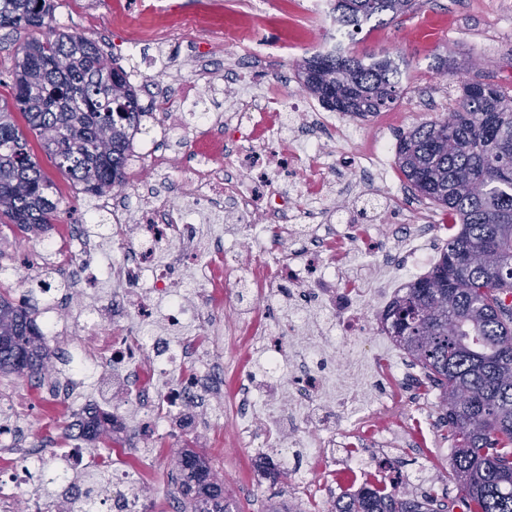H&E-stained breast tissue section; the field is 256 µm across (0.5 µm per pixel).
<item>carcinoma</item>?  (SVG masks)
Listing matches in <instances>:
<instances>
[{
  "mask_svg": "<svg viewBox=\"0 0 512 512\" xmlns=\"http://www.w3.org/2000/svg\"><path fill=\"white\" fill-rule=\"evenodd\" d=\"M415 0H336L333 21L355 33L406 14ZM0 28L40 29L20 44L0 106V217L38 236L57 223L62 199L13 120L26 118L41 150L81 191L125 185L133 139L148 111L119 66H100L92 38L57 30L55 0H0ZM307 89L328 108L367 119L400 98L402 71L381 52H318L302 66ZM446 120L400 134L396 159L408 183L459 226L425 276L384 311L386 331L440 391L455 451L448 481L464 512H512V89L477 79ZM36 310L0 292V373L41 384L52 358ZM112 414L95 410L84 437L112 447ZM179 512H232L224 481L196 454L177 460ZM325 512H443L438 490L419 494L376 482L344 493Z\"/></svg>",
  "mask_w": 512,
  "mask_h": 512,
  "instance_id": "1",
  "label": "carcinoma"
}]
</instances>
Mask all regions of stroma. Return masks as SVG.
Returning a JSON list of instances; mask_svg holds the SVG:
<instances>
[{
	"mask_svg": "<svg viewBox=\"0 0 512 512\" xmlns=\"http://www.w3.org/2000/svg\"><path fill=\"white\" fill-rule=\"evenodd\" d=\"M256 6L265 21L250 34L249 45L261 56L276 41L291 43L292 49L269 61L267 67L247 71L246 82L260 88L269 82L272 71L282 70L295 77L288 87V98H308V91L298 80L300 64L304 57L321 51L324 42L335 34L333 0H324L322 13L315 16L306 12V0H155L154 10L129 19L123 16L124 0H57L55 18L60 30L97 40L124 70L141 71L149 81L161 84L175 79L194 80L191 58L206 56L223 62L224 47L208 37V30L238 26L244 11ZM347 48L360 56L389 53L403 67L404 92L398 103L360 123L362 140L378 151L383 145H396L400 132L447 116L460 95L461 81L478 75L503 85L512 83V0H417L409 14L365 24L348 41ZM441 57L456 66V74L444 77L436 71L435 64ZM473 60L479 66L472 71L468 65ZM38 161L62 194L66 211L62 224L79 222L106 232L111 216L103 209L101 198L82 193L47 156H39ZM387 172L386 185L376 189L388 201L374 220L381 230L412 221L402 200L411 187L396 165L395 154L387 156ZM31 245L15 225L6 220L0 222V266L10 271L6 285L15 301L27 291L26 272L18 257ZM39 392V387L15 375H0V401L13 403L21 410L29 442L56 459L68 445L62 437L68 421L52 412L27 411V401ZM437 402L438 397L433 394L401 411L408 425L426 431V447L388 448L384 455L394 469L406 474L403 490L418 493L437 487L445 494L450 512H461L457 487L448 481V430ZM185 448L205 459L223 478L224 495L234 512H266L273 505L281 506L285 512H324L327 506L322 498L304 505L290 497L297 472H289L287 478L279 480L268 476L252 479L254 449L229 441L213 448L208 438L179 433L160 438L155 447H146L132 418L126 421L112 459L118 466L135 461L149 463L153 512H167L176 495L171 481L175 458ZM376 473L375 467L355 465L349 450L340 448L322 479L325 487L341 493L349 490L352 481L361 482Z\"/></svg>",
	"mask_w": 512,
	"mask_h": 512,
	"instance_id": "35a3bbf8",
	"label": "stroma"
}]
</instances>
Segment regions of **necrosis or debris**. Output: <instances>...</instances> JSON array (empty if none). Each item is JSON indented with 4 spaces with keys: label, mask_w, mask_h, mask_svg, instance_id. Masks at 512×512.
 Returning a JSON list of instances; mask_svg holds the SVG:
<instances>
[{
    "label": "necrosis or debris",
    "mask_w": 512,
    "mask_h": 512,
    "mask_svg": "<svg viewBox=\"0 0 512 512\" xmlns=\"http://www.w3.org/2000/svg\"><path fill=\"white\" fill-rule=\"evenodd\" d=\"M285 86L268 83L222 112L200 111V92L184 83L160 94L153 109L164 118L128 161L136 205L109 209L111 248L79 225L36 242L66 262L72 320L96 341L91 362H71L58 398L74 382L117 373L125 393L111 405L115 426L133 408L162 436L217 395L228 431L271 469L294 448L319 470L354 438L373 448L406 443L393 412L426 387L382 332L367 334L364 315L387 308L398 285L430 264L432 223L395 238L337 210L336 143L359 151V130L289 101ZM170 137L184 139L194 165L170 193L143 192L144 173L168 171L157 144ZM356 161L369 182L378 156L359 151ZM290 170L301 172L298 184ZM186 264L193 277L175 278ZM104 275L113 293L86 305ZM230 287L251 299L234 320L224 317ZM225 339L245 363L218 358ZM110 480L98 512H151L146 472L116 469Z\"/></svg>",
    "instance_id": "1"
}]
</instances>
